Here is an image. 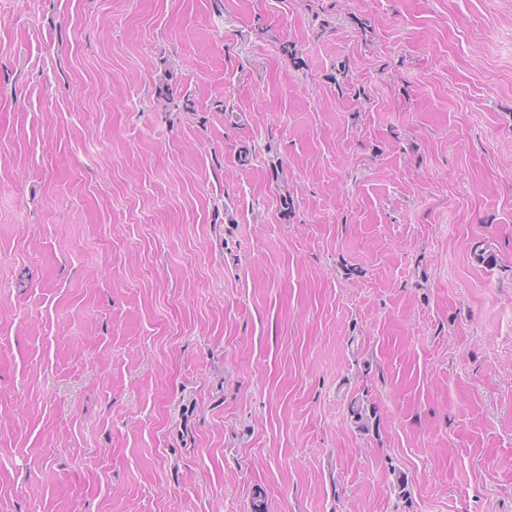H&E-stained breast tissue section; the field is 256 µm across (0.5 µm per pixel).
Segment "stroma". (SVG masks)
<instances>
[{
    "label": "stroma",
    "mask_w": 512,
    "mask_h": 512,
    "mask_svg": "<svg viewBox=\"0 0 512 512\" xmlns=\"http://www.w3.org/2000/svg\"><path fill=\"white\" fill-rule=\"evenodd\" d=\"M258 487L512 512V0H0V512ZM166 77L168 78H160L158 86L156 85V101L158 105L162 106L164 109H170L169 105H173L177 107V110L180 112H191L194 111V104L189 97L184 98L181 107L175 102V97L173 95V89L171 84H169L170 78L173 77L172 73H167ZM350 418L354 419L353 423L360 430L368 432L370 427L375 423V427L379 422L378 410L375 406L369 405L358 399L350 403Z\"/></svg>",
    "instance_id": "1"
}]
</instances>
